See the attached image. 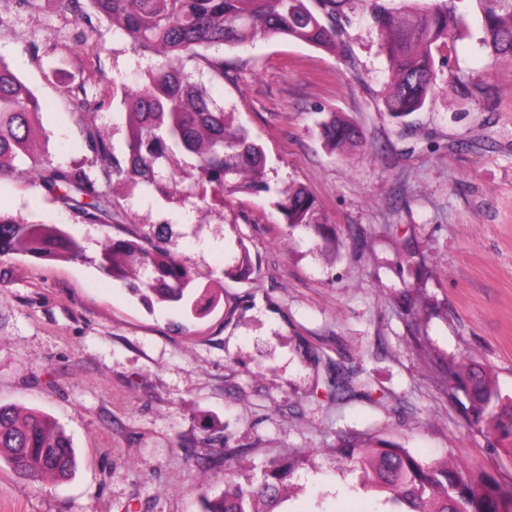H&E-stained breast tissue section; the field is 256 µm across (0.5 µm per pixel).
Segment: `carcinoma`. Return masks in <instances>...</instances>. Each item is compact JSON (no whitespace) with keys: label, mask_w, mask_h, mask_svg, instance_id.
<instances>
[{"label":"carcinoma","mask_w":512,"mask_h":512,"mask_svg":"<svg viewBox=\"0 0 512 512\" xmlns=\"http://www.w3.org/2000/svg\"><path fill=\"white\" fill-rule=\"evenodd\" d=\"M94 11L163 62L146 72L143 86L123 99L126 149L119 153L86 116L102 102L88 96L86 81L62 88L79 126L81 162H55L41 106L31 90L0 61V180L29 176L56 202L81 214L88 224H119L124 207L115 188L141 191L166 203L195 199L199 212L224 206V197L261 183L266 156L234 113L214 101L186 71L195 61L224 77V60L204 51L235 47L257 38L287 37L328 51L341 48L342 19L349 0H87ZM472 15L478 44L496 59H512V0H369L368 18L378 30L391 81L386 111L404 119L424 108L436 93L433 50L464 38V18ZM451 88L479 106L483 83L459 75ZM332 151L356 145L359 127L336 114L320 123ZM194 179L182 188L181 174ZM278 207L290 229L311 227L321 238L326 228L315 220V200L299 187ZM161 225L134 240L109 237L94 262L115 280H137L144 301L198 306L199 275L164 245ZM22 255L43 261L83 260L87 247L59 224H27L0 215V256ZM252 270L246 247L224 277L244 279ZM454 388L469 401L468 421L492 433L512 457V396H504L492 373L475 359L449 369ZM328 387L337 395L356 394L353 377L337 368ZM336 451L366 492L384 495L389 512H512V489L489 475L474 477L451 460L423 462L408 448L382 439L362 444L340 439ZM20 478L40 482L69 479L76 456L66 430L46 415L23 413L0 404V462ZM300 461L271 463L261 478L229 480L224 492L203 495V512H287L288 482Z\"/></svg>","instance_id":"carcinoma-1"}]
</instances>
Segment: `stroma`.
I'll use <instances>...</instances> for the list:
<instances>
[{
    "mask_svg": "<svg viewBox=\"0 0 512 512\" xmlns=\"http://www.w3.org/2000/svg\"><path fill=\"white\" fill-rule=\"evenodd\" d=\"M346 12L341 54L282 37L212 48L228 74L199 80L263 146L268 188L228 197L206 224L192 205L136 193L122 223L86 224L27 181L0 182V214L93 244L165 225L168 248L216 294L197 316L147 306L87 260L0 257V404L55 419L78 459L62 483L1 463L0 512H201L226 478L298 457L291 512H381L337 456L342 436L458 457L512 485V457L468 426L467 400L448 385L471 355L512 395V60L473 38L436 51L438 92L401 124L385 108L387 63L364 0ZM0 60L41 104L51 159L68 162L81 154L63 86L94 71V121L120 147V100L159 62L58 0L32 11L0 0ZM457 74L483 79L490 101L451 91ZM332 112L361 128L360 144L325 147ZM297 186L332 241L286 229L277 203ZM241 243L253 272L236 281L224 268ZM338 365L368 397L329 392ZM221 434L231 457L207 443Z\"/></svg>",
    "mask_w": 512,
    "mask_h": 512,
    "instance_id": "1",
    "label": "stroma"
}]
</instances>
